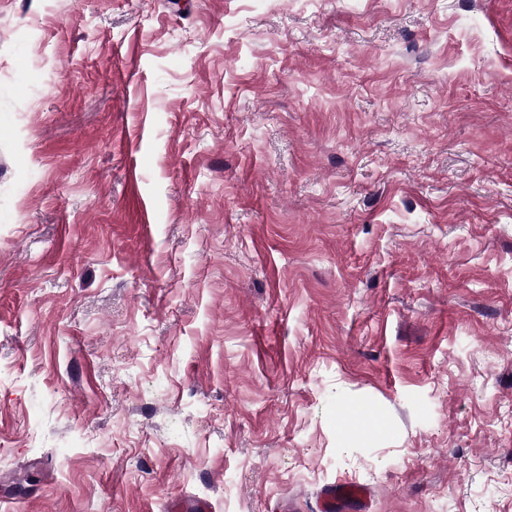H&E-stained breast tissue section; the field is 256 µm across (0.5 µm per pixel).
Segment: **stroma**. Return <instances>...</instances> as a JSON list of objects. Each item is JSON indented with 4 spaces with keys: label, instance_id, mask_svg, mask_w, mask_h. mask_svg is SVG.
<instances>
[{
    "label": "stroma",
    "instance_id": "stroma-1",
    "mask_svg": "<svg viewBox=\"0 0 512 512\" xmlns=\"http://www.w3.org/2000/svg\"><path fill=\"white\" fill-rule=\"evenodd\" d=\"M344 482L512 512V0H0V512Z\"/></svg>",
    "mask_w": 512,
    "mask_h": 512
}]
</instances>
